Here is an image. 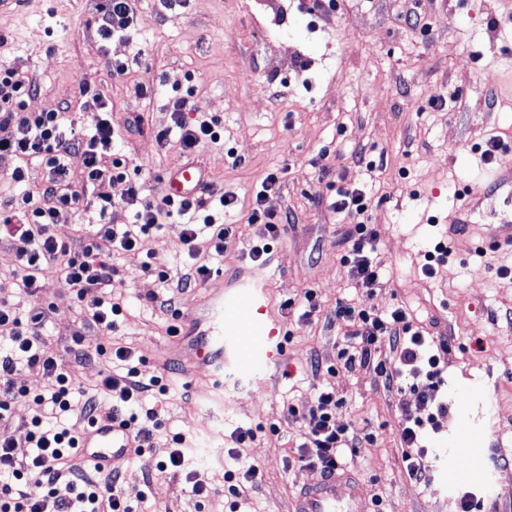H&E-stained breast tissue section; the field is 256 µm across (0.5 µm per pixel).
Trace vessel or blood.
Returning <instances> with one entry per match:
<instances>
[{
    "label": "vessel or blood",
    "instance_id": "obj_1",
    "mask_svg": "<svg viewBox=\"0 0 512 512\" xmlns=\"http://www.w3.org/2000/svg\"><path fill=\"white\" fill-rule=\"evenodd\" d=\"M205 179L204 168L186 164L173 171L166 192L173 197L196 194ZM265 294L257 282H237L231 293L214 289L208 306L192 316L179 343L186 351V362L204 365L214 377L224 375L225 366L269 367L282 359L276 340L278 331L264 319ZM82 448L95 455L104 466L134 455L130 431L119 420L95 425L83 435ZM292 512H368L359 477L345 468L320 475L303 485L293 501Z\"/></svg>",
    "mask_w": 512,
    "mask_h": 512
}]
</instances>
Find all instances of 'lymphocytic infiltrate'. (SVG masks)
<instances>
[{
  "instance_id": "f902f5d3",
  "label": "lymphocytic infiltrate",
  "mask_w": 512,
  "mask_h": 512,
  "mask_svg": "<svg viewBox=\"0 0 512 512\" xmlns=\"http://www.w3.org/2000/svg\"><path fill=\"white\" fill-rule=\"evenodd\" d=\"M134 16V0H105L98 17L101 41L126 33ZM34 89L27 75L0 61V158L14 159L9 180L20 188L0 205L24 217L23 223L4 227L14 242L19 285L31 294L46 276H63L83 318L109 335L117 330L125 311L123 303L113 300L109 291L120 273L115 255L141 256L142 272L161 282L173 280L181 288L199 284L211 273L210 258L222 255L230 241L232 229L224 223V211L233 207L234 201L224 194L205 199L144 196L138 183L128 182L123 159L112 154L116 132L107 99L95 96L91 123L78 134L68 126L61 110L26 111L25 99ZM194 94L191 85L173 88L167 104L168 122L158 133L163 142L176 137L186 154L201 144L224 140V129L217 119L195 114ZM76 153L81 154L83 163L77 181L69 167ZM35 160L45 165L49 176L32 190L28 187V166ZM106 182L126 183L121 199L102 192ZM279 187L278 173H267L254 196L249 221L258 225L259 236L249 258L258 265L267 263L271 243L283 231L276 205ZM90 200L96 205L99 224L76 250L57 239L51 228ZM368 207L364 190L351 184L337 188L333 210L353 219L343 237L347 246L343 263L356 285L367 290L379 278L372 259L375 234L362 220ZM175 216L183 220L180 243L189 259L188 272L176 279L142 257L146 239ZM335 317L347 327L345 343L337 353V369L349 371L356 365L373 363L383 350H390L398 365L386 372V383L409 389L420 404L434 405V412L404 425L401 435V462L408 475L417 483L429 484L432 467L426 460L428 451L422 437L435 427L437 416L448 411L447 402L437 398L444 382L447 338L428 336L401 307L378 314L340 302ZM44 318V311L37 309L20 314L15 304L0 296V338L8 344L7 352L0 353V512H135L123 496L117 470L108 471L103 480L92 479L89 472L95 464L80 451L84 427L115 416L131 430L141 451L152 453L160 445L166 450L156 472L143 474L145 485H152L156 473L180 468L186 472L190 492L203 495L206 483L197 471L189 469L185 457L186 435L163 432L157 408L143 406L146 397L168 395L163 377L140 381L135 351L110 343L91 350L77 347L75 356L81 361L90 357L116 360L123 363V371H109L93 384L77 385L69 371L40 350ZM21 371L38 379L39 388L16 385L14 376ZM21 400L32 411L22 443L10 431L12 409ZM342 403L331 387L322 389L307 410L288 408V418L301 422L303 432L299 442L286 449L287 462L329 472L340 466L344 451L363 447L364 437L336 421L335 410Z\"/></svg>"
}]
</instances>
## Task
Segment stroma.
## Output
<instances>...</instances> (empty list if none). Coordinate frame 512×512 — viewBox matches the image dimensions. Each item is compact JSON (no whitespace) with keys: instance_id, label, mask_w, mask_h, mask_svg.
<instances>
[{"instance_id":"stroma-1","label":"stroma","mask_w":512,"mask_h":512,"mask_svg":"<svg viewBox=\"0 0 512 512\" xmlns=\"http://www.w3.org/2000/svg\"><path fill=\"white\" fill-rule=\"evenodd\" d=\"M103 0H22L0 14V59L25 71L38 91L28 111L57 107L82 125L95 111L94 95L112 103V124L130 180L145 193H165L167 176L184 164L175 144L156 132L167 123L173 84L192 81L197 111L219 119L224 142L200 147L210 192L237 199L224 215L235 238L218 265L225 284L250 275L266 285V315L283 339V360L263 375L225 370L216 381L205 366L185 370L182 349L166 327L168 313L149 295H170L181 314L196 312L209 295L196 287L171 290L141 272L137 257L118 255L114 296L127 302L116 333L143 354L139 376L168 368L174 392L161 417L191 441L187 455L210 488L188 492L184 472L167 471L152 485L141 474L158 457L119 461L122 491L136 512H222L225 470L256 466L261 481L247 488L246 512H288L299 486L318 469L286 466L287 439L300 425L288 406L303 409L317 392L335 387L343 403L338 423L371 437L343 464L361 474L367 501L378 512H457L460 498L475 512H504L512 503V247L474 254L489 225H512V176L481 153L490 137L512 157V0H189L183 14L159 0H137L129 37L101 42ZM138 56L120 78L110 58ZM88 95H81L80 87ZM280 170L277 206L288 219L269 265L248 253L258 231L250 224L253 197L264 176ZM362 186L371 197L366 221L376 238L379 282L354 289L339 237L347 220L330 204L337 186ZM468 223L448 263L429 275L422 255L446 225ZM314 291L318 311L300 302ZM21 310L46 312L44 356L70 368L86 385L105 371L99 359L77 361L75 343L105 340L84 321L60 276L43 279L37 294H15ZM388 312L403 306L435 320L449 342L439 419L446 445L435 446L433 482L411 479L401 463L405 415L423 414L410 391L389 387L372 366L330 375L345 331L337 302ZM280 434H272L271 425ZM466 426L481 439L483 460L457 458L452 441ZM254 438L236 446V429Z\"/></svg>"}]
</instances>
